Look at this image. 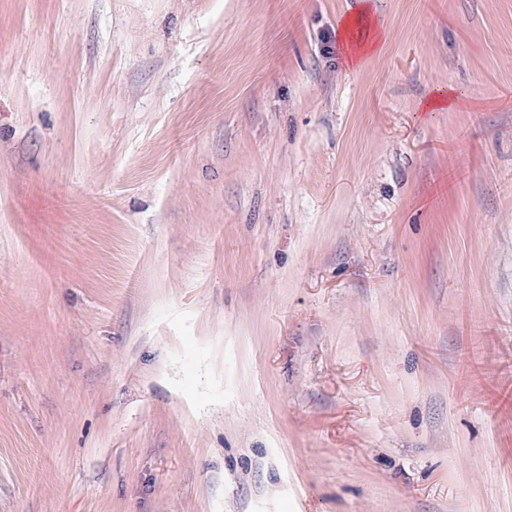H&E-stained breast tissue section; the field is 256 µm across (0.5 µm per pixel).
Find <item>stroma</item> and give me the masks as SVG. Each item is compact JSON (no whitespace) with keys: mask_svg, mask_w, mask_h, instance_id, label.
<instances>
[{"mask_svg":"<svg viewBox=\"0 0 512 512\" xmlns=\"http://www.w3.org/2000/svg\"><path fill=\"white\" fill-rule=\"evenodd\" d=\"M374 3L0 0V512H512V0ZM368 2L357 12L349 15L339 30V40L347 64L358 66L366 57L382 51L386 37L385 30L371 13Z\"/></svg>","mask_w":512,"mask_h":512,"instance_id":"35a3bbf8","label":"stroma"}]
</instances>
